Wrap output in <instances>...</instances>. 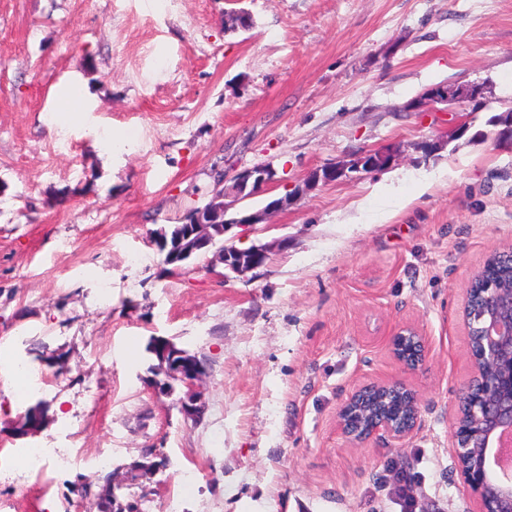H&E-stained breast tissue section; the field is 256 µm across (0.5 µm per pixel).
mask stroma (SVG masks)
Listing matches in <instances>:
<instances>
[{"label":"stroma","mask_w":512,"mask_h":512,"mask_svg":"<svg viewBox=\"0 0 512 512\" xmlns=\"http://www.w3.org/2000/svg\"><path fill=\"white\" fill-rule=\"evenodd\" d=\"M234 10L249 28L226 29ZM460 82L493 103L479 138L458 137L455 113L406 111ZM74 85L92 111L52 122ZM509 106L512 0H0V347L52 381L0 385V442L112 458L104 472H0V497L91 512L72 486L109 472L120 501L162 512L194 470L180 512H401L407 478L414 512H477L451 418L471 374L466 288L512 246V146L492 124ZM429 140L441 150L425 154ZM387 147L384 170L303 192L235 238L288 240L246 276L203 258L167 271L151 241L216 171L272 166L276 183L245 202L256 211L315 168ZM402 327L425 338L419 370L390 352ZM153 336L206 361L200 422L153 393ZM394 381L420 395L414 432L347 442L342 403ZM39 402L41 432L15 436ZM150 449L166 470L128 480Z\"/></svg>","instance_id":"35a3bbf8"}]
</instances>
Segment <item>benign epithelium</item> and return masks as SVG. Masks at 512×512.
<instances>
[{"instance_id":"obj_1","label":"benign epithelium","mask_w":512,"mask_h":512,"mask_svg":"<svg viewBox=\"0 0 512 512\" xmlns=\"http://www.w3.org/2000/svg\"><path fill=\"white\" fill-rule=\"evenodd\" d=\"M478 99L490 104L483 87L476 83L456 84L451 88L440 85L426 90V96L417 107L451 103L465 111ZM390 161L391 153L386 149L364 151L352 165L332 163L313 170L304 190L348 180L351 173L365 172L375 162ZM274 180L275 171L269 165H256L238 172L231 185L225 184L217 189L209 203L194 212L175 234L169 236L160 232L156 245L164 253V263L179 269L184 260L211 253L212 262L224 265V269L239 277L266 266L273 253L288 249V238L238 248L227 244L225 235L235 226L263 224L273 213L292 204L294 195L287 194L258 211L238 207L240 202L261 193ZM506 308L512 309V291L507 293L492 287L485 289L480 311L473 310L467 299L463 306L467 332L478 331L479 348L477 353L471 354V377L464 389L466 405H458L452 417L453 448L460 478L479 504V512H512V480L507 483L499 481L486 460L468 465L474 449L493 447V441L500 433L512 434V321L496 314L497 310ZM407 341L415 349L413 358L406 360L399 356L397 360L405 368L415 370L425 362L424 341L415 329L404 327L397 331L390 340L391 351H396ZM153 350L157 360L149 378L153 391L165 396L179 392L176 405L180 413L187 420L199 419L204 410L202 382L205 372L198 358L177 350L171 340L163 336L153 340ZM373 386L395 387L405 393L413 408V421L408 425L399 424L392 417L380 414L364 432L352 430L347 422V408L361 391ZM465 411L475 424L483 426V430L477 433V440L472 437L465 439L459 433ZM419 416L420 397L416 390L400 382H371L359 387L341 405L337 413V429L352 443H362L374 437L400 442L414 431ZM44 423L45 418L41 416L31 418L24 415L17 430L22 436L34 435Z\"/></svg>"}]
</instances>
